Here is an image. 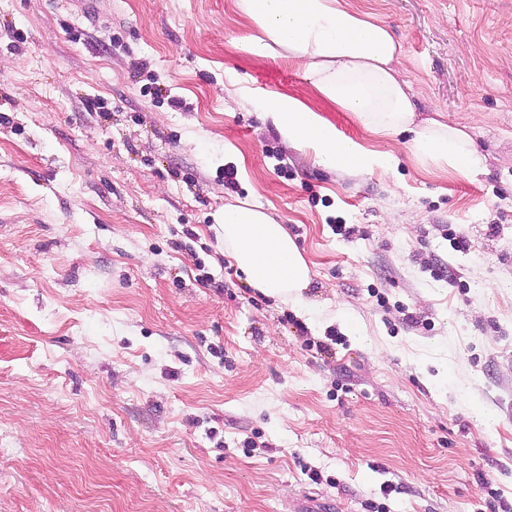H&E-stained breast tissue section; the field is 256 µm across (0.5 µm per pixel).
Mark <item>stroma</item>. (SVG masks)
Listing matches in <instances>:
<instances>
[{"label": "stroma", "instance_id": "obj_1", "mask_svg": "<svg viewBox=\"0 0 512 512\" xmlns=\"http://www.w3.org/2000/svg\"><path fill=\"white\" fill-rule=\"evenodd\" d=\"M89 2L0 0V512L511 507L512 0H346L475 177L251 52L236 0ZM273 96L395 165L284 150ZM243 200L310 263L311 314L225 255Z\"/></svg>", "mask_w": 512, "mask_h": 512}]
</instances>
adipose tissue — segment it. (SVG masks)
<instances>
[{"label": "adipose tissue", "mask_w": 512, "mask_h": 512, "mask_svg": "<svg viewBox=\"0 0 512 512\" xmlns=\"http://www.w3.org/2000/svg\"><path fill=\"white\" fill-rule=\"evenodd\" d=\"M256 33V54L303 69L322 97L374 135L410 134V151L428 164L476 175L482 159L464 128L417 121L408 84L398 70L400 46L383 24L351 10L345 0H238ZM266 115L292 149L312 151L328 171L354 175L390 168V155L366 148L297 100L273 98ZM224 251L245 282L264 296L307 311L313 272L285 225L250 202L228 205L221 222Z\"/></svg>", "instance_id": "ef3b65f1"}]
</instances>
